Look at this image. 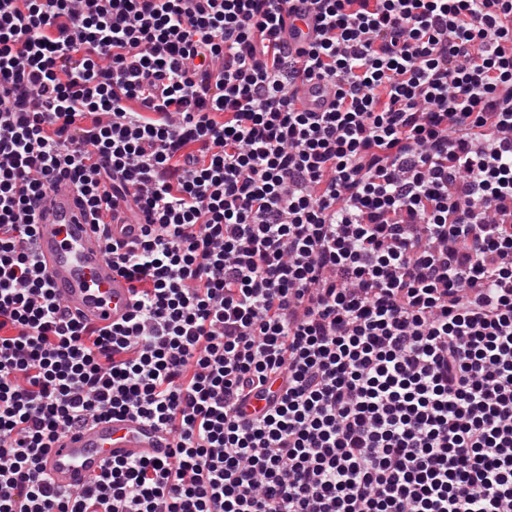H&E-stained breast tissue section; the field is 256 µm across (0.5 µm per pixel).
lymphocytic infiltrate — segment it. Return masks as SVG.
I'll use <instances>...</instances> for the list:
<instances>
[{
	"instance_id": "obj_1",
	"label": "lymphocytic infiltrate",
	"mask_w": 512,
	"mask_h": 512,
	"mask_svg": "<svg viewBox=\"0 0 512 512\" xmlns=\"http://www.w3.org/2000/svg\"><path fill=\"white\" fill-rule=\"evenodd\" d=\"M289 2L0 0V512H512V0H309L295 57ZM56 180L140 227L121 324L44 278ZM109 416L169 460L56 488ZM295 21L289 23L281 32L288 47L299 48L304 46L317 35V24L313 14L308 10V3L304 0H294ZM299 98V109L306 112H323L336 99V83L314 79L301 88ZM174 448L173 435L133 417L89 422L61 435L44 455L42 466L53 484L81 488L112 459L165 460Z\"/></svg>"
}]
</instances>
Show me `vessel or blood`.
<instances>
[{
    "label": "vessel or blood",
    "mask_w": 512,
    "mask_h": 512,
    "mask_svg": "<svg viewBox=\"0 0 512 512\" xmlns=\"http://www.w3.org/2000/svg\"><path fill=\"white\" fill-rule=\"evenodd\" d=\"M295 19L281 32L291 48L317 35V24L306 0H295ZM336 98V84L325 79L306 83L299 109L325 111ZM36 248L44 277L76 320L105 328L123 322L131 311L128 281L112 269L103 238L94 230L74 186L55 182L47 205L36 208ZM172 434L133 417L89 422L61 435L44 455L42 466L53 484L64 490L87 485L113 459L169 458Z\"/></svg>",
    "instance_id": "1"
}]
</instances>
